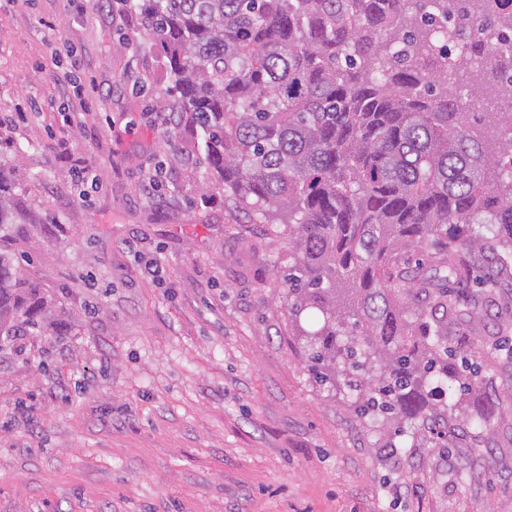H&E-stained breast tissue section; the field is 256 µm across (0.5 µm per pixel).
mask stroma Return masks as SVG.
Masks as SVG:
<instances>
[{
    "mask_svg": "<svg viewBox=\"0 0 512 512\" xmlns=\"http://www.w3.org/2000/svg\"><path fill=\"white\" fill-rule=\"evenodd\" d=\"M168 85L121 0H0V159L33 214L16 248L46 324L0 352V512H512V415L379 433L315 381L288 238L210 187ZM467 336L481 389L511 392L483 321Z\"/></svg>",
    "mask_w": 512,
    "mask_h": 512,
    "instance_id": "obj_1",
    "label": "stroma"
}]
</instances>
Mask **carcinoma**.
Wrapping results in <instances>:
<instances>
[{"mask_svg":"<svg viewBox=\"0 0 512 512\" xmlns=\"http://www.w3.org/2000/svg\"><path fill=\"white\" fill-rule=\"evenodd\" d=\"M125 2L224 200L287 227L291 315H322L314 378L359 373L355 411L383 427L512 412L432 388L459 376L450 330L498 305L493 268L512 265V0ZM20 195L0 166V231L25 233ZM411 250L436 255L425 287L394 275ZM43 309L0 238V337L41 335Z\"/></svg>","mask_w":512,"mask_h":512,"instance_id":"cac0c4a2","label":"carcinoma"}]
</instances>
